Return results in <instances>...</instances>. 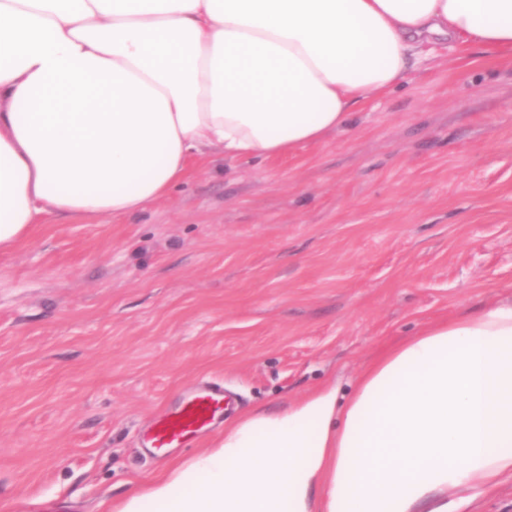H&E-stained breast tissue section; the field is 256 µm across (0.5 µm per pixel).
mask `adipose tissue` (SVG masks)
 <instances>
[{
  "label": "adipose tissue",
  "mask_w": 512,
  "mask_h": 512,
  "mask_svg": "<svg viewBox=\"0 0 512 512\" xmlns=\"http://www.w3.org/2000/svg\"><path fill=\"white\" fill-rule=\"evenodd\" d=\"M449 41L512 55V0H0V252L144 210L220 148L293 155ZM512 476V298L255 409L104 512H448Z\"/></svg>",
  "instance_id": "adipose-tissue-1"
}]
</instances>
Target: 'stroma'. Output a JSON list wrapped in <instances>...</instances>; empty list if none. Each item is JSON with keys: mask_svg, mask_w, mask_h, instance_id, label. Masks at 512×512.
Returning <instances> with one entry per match:
<instances>
[{"mask_svg": "<svg viewBox=\"0 0 512 512\" xmlns=\"http://www.w3.org/2000/svg\"><path fill=\"white\" fill-rule=\"evenodd\" d=\"M496 295H512V60L440 46L295 155L215 149L144 211L51 216L0 253V512H101L225 421L349 387ZM200 380L233 407L150 454L143 433Z\"/></svg>", "mask_w": 512, "mask_h": 512, "instance_id": "stroma-1", "label": "stroma"}]
</instances>
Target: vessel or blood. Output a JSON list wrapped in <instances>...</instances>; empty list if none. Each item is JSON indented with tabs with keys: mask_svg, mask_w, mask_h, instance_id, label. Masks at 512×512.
Here are the masks:
<instances>
[{
	"mask_svg": "<svg viewBox=\"0 0 512 512\" xmlns=\"http://www.w3.org/2000/svg\"><path fill=\"white\" fill-rule=\"evenodd\" d=\"M229 402L220 384L201 387L157 421L147 433L149 447L177 448L210 426Z\"/></svg>",
	"mask_w": 512,
	"mask_h": 512,
	"instance_id": "obj_1",
	"label": "vessel or blood"
}]
</instances>
